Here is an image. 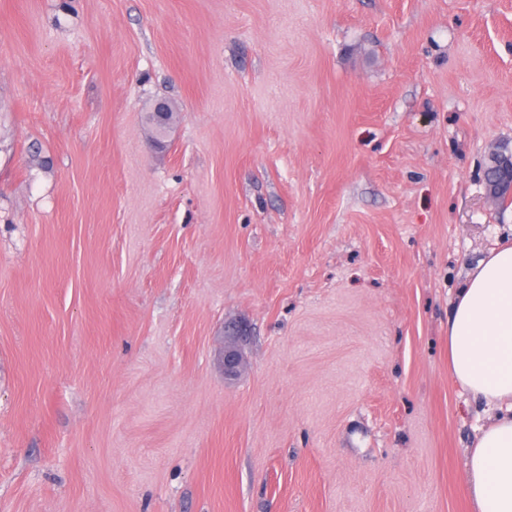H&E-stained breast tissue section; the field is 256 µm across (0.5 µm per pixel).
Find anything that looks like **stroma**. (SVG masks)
Listing matches in <instances>:
<instances>
[{
    "instance_id": "1",
    "label": "stroma",
    "mask_w": 512,
    "mask_h": 512,
    "mask_svg": "<svg viewBox=\"0 0 512 512\" xmlns=\"http://www.w3.org/2000/svg\"><path fill=\"white\" fill-rule=\"evenodd\" d=\"M494 151L512 0H0V512H474Z\"/></svg>"
}]
</instances>
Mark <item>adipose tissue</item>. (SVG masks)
Returning a JSON list of instances; mask_svg holds the SVG:
<instances>
[{
    "mask_svg": "<svg viewBox=\"0 0 512 512\" xmlns=\"http://www.w3.org/2000/svg\"><path fill=\"white\" fill-rule=\"evenodd\" d=\"M456 383L495 416L470 450L466 485L476 512H512V243L469 273L448 315Z\"/></svg>",
    "mask_w": 512,
    "mask_h": 512,
    "instance_id": "adipose-tissue-1",
    "label": "adipose tissue"
}]
</instances>
